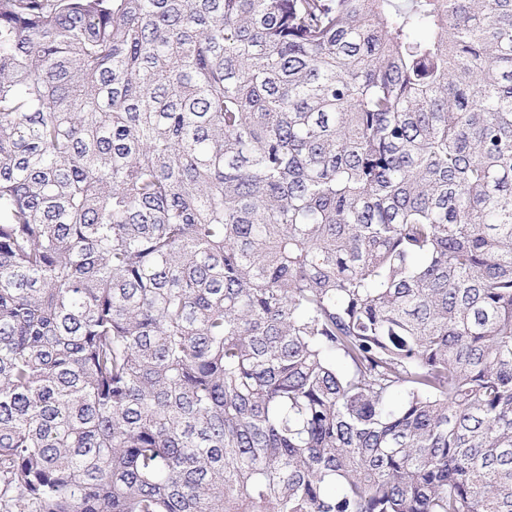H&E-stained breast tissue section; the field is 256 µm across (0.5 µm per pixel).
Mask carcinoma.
I'll return each mask as SVG.
<instances>
[{
	"label": "carcinoma",
	"mask_w": 512,
	"mask_h": 512,
	"mask_svg": "<svg viewBox=\"0 0 512 512\" xmlns=\"http://www.w3.org/2000/svg\"><path fill=\"white\" fill-rule=\"evenodd\" d=\"M0 512H512V0H0Z\"/></svg>",
	"instance_id": "carcinoma-1"
}]
</instances>
